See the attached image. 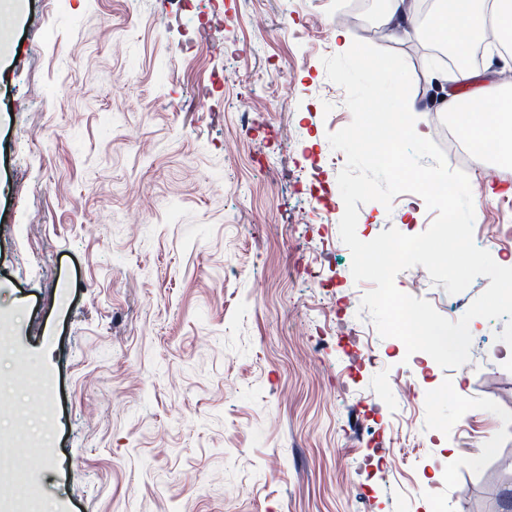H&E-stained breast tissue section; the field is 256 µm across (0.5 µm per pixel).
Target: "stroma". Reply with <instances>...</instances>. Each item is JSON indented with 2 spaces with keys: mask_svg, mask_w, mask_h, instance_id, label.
Returning <instances> with one entry per match:
<instances>
[{
  "mask_svg": "<svg viewBox=\"0 0 512 512\" xmlns=\"http://www.w3.org/2000/svg\"><path fill=\"white\" fill-rule=\"evenodd\" d=\"M346 2L199 0L224 13L217 33L180 0H23L0 26V497L37 512H512L505 319H474L469 363L444 369L368 310L336 316V296L371 285L337 224L346 156L328 136L352 115L323 63L333 34L404 57L428 132L441 73L418 33L367 32L369 0L356 24ZM499 167L467 175L474 235L506 260ZM358 210L364 241L435 218L416 194ZM415 272L396 287L451 321L490 283L450 294ZM355 337L377 359L352 374Z\"/></svg>",
  "mask_w": 512,
  "mask_h": 512,
  "instance_id": "stroma-1",
  "label": "stroma"
}]
</instances>
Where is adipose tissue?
I'll list each match as a JSON object with an SVG mask.
<instances>
[{
  "instance_id": "1",
  "label": "adipose tissue",
  "mask_w": 512,
  "mask_h": 512,
  "mask_svg": "<svg viewBox=\"0 0 512 512\" xmlns=\"http://www.w3.org/2000/svg\"><path fill=\"white\" fill-rule=\"evenodd\" d=\"M493 31L500 42L512 46V0H435V7L423 30L455 52H463L474 41ZM476 74L469 68L457 70L459 82L472 85L474 98L497 105L499 120L494 138L502 155L512 154V96L496 95L492 86L474 87Z\"/></svg>"
}]
</instances>
